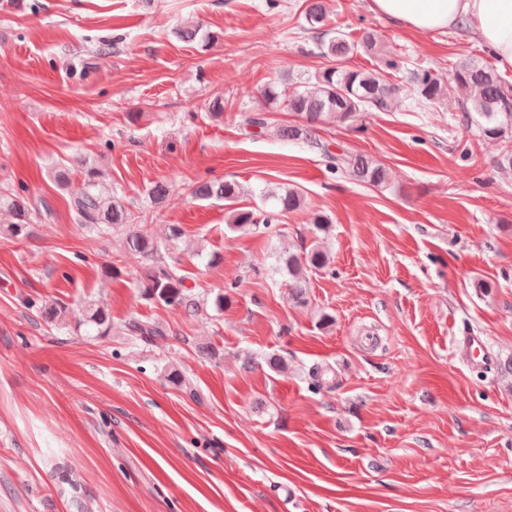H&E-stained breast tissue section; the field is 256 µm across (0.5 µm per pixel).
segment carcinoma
<instances>
[{
    "label": "carcinoma",
    "mask_w": 512,
    "mask_h": 512,
    "mask_svg": "<svg viewBox=\"0 0 512 512\" xmlns=\"http://www.w3.org/2000/svg\"><path fill=\"white\" fill-rule=\"evenodd\" d=\"M304 30L315 38L321 57L328 64L304 82L291 83L274 78L260 90L261 97L270 108L284 104L295 120L274 128L277 138L306 145L326 158L331 172L338 171L351 179L373 185L389 181L385 165L363 154L341 150L334 153L329 144L317 137L318 125L326 120L347 122L359 112H387L394 101L401 98L406 88L415 91L417 108L427 107L442 99L445 89L430 71L408 69L399 78L395 72L400 63L385 59L371 69L348 65L359 51L370 52L378 43V36L365 33L353 41L338 33L332 37L324 30L326 6L324 0H306ZM448 83L468 91L460 104L463 120L475 127L479 136L488 139H507L512 135V91L500 76L482 62L468 57L454 64ZM246 127L261 132L271 128L268 111L251 112L244 118ZM85 190L74 198L72 210L78 223L95 228H110L129 223L128 213L112 192L101 188L98 170L84 166ZM191 195L199 200L224 202L230 213V228L234 231L255 233L269 226L286 214L300 209L304 203L302 193L295 188H280L263 192L262 198L269 208H243L237 206L239 188L229 180L197 182ZM5 207L13 221L6 231L15 239L29 235L34 223L31 203L23 196H0V207ZM130 251L152 259L137 279L138 290L145 300L158 303L169 310L188 316L196 314L199 303L184 278L177 275L151 238L132 232L127 238ZM281 270L288 276L289 299L296 305L307 304L306 284L309 274L322 270L329 264L326 251L316 247L301 255L290 253L279 257ZM78 326L85 327L89 336H100L112 330V319L104 306L90 303L85 306ZM125 334L144 343H154L168 336L169 328L163 324L141 319L128 320Z\"/></svg>",
    "instance_id": "obj_1"
}]
</instances>
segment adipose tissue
<instances>
[{"instance_id":"ef3b65f1","label":"adipose tissue","mask_w":512,"mask_h":512,"mask_svg":"<svg viewBox=\"0 0 512 512\" xmlns=\"http://www.w3.org/2000/svg\"><path fill=\"white\" fill-rule=\"evenodd\" d=\"M368 8L418 33L465 28L500 71H512V0H368Z\"/></svg>"}]
</instances>
